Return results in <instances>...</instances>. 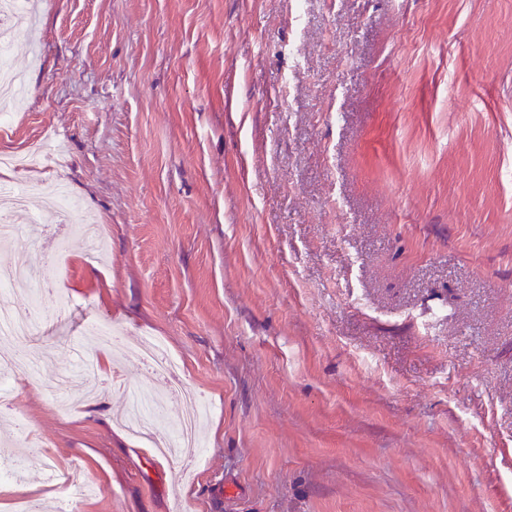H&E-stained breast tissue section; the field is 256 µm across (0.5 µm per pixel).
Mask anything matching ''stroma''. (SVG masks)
Masks as SVG:
<instances>
[{
	"label": "stroma",
	"instance_id": "stroma-1",
	"mask_svg": "<svg viewBox=\"0 0 512 512\" xmlns=\"http://www.w3.org/2000/svg\"><path fill=\"white\" fill-rule=\"evenodd\" d=\"M26 86L0 185L61 184L103 234L0 239L49 294L0 462L61 512H512V0H54L12 32ZM107 323L124 349L91 330ZM211 411L194 465L119 424L114 374ZM233 485L217 499L216 487ZM145 365L153 374L159 376H173L175 361L163 350L158 343L147 340L142 349Z\"/></svg>",
	"mask_w": 512,
	"mask_h": 512
}]
</instances>
